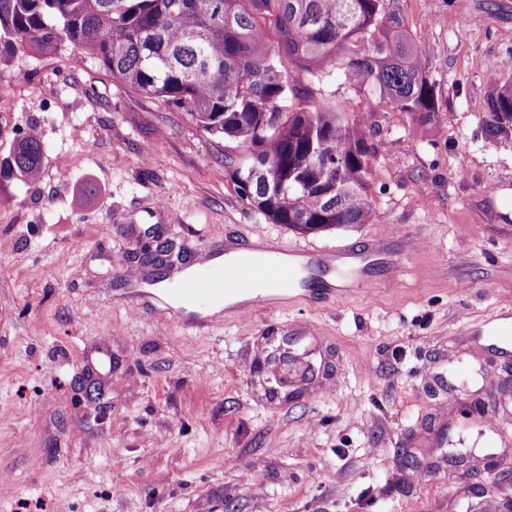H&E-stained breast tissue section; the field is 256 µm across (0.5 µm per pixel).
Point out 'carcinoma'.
I'll use <instances>...</instances> for the list:
<instances>
[{
	"mask_svg": "<svg viewBox=\"0 0 512 512\" xmlns=\"http://www.w3.org/2000/svg\"><path fill=\"white\" fill-rule=\"evenodd\" d=\"M65 47L129 91L186 110L204 132L240 140V198L304 233L373 223L376 147L364 119L339 100L312 102L285 68L335 72L421 126L442 111L395 0H0L1 65ZM483 132L512 146V80L489 83ZM44 158L31 130L0 158V178L35 181Z\"/></svg>",
	"mask_w": 512,
	"mask_h": 512,
	"instance_id": "carcinoma-1",
	"label": "carcinoma"
}]
</instances>
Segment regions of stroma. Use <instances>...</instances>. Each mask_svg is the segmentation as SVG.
<instances>
[{"label": "stroma", "mask_w": 512, "mask_h": 512, "mask_svg": "<svg viewBox=\"0 0 512 512\" xmlns=\"http://www.w3.org/2000/svg\"><path fill=\"white\" fill-rule=\"evenodd\" d=\"M505 2L398 0L444 109L422 128L296 73L377 148L376 221L313 234L239 198V141L88 55L0 65V151L32 126L45 146L38 182L0 181V512H503L512 347L485 329L512 320V147L481 121L512 79ZM241 237L387 250L372 287L264 293L203 326L137 259L170 241L175 273Z\"/></svg>", "instance_id": "stroma-1"}]
</instances>
